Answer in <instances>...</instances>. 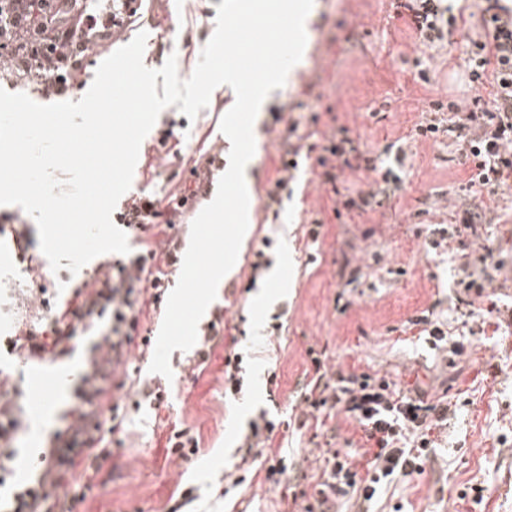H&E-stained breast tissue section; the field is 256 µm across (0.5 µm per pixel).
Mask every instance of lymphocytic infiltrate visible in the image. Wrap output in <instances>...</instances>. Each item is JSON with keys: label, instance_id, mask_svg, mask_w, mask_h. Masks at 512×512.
Instances as JSON below:
<instances>
[{"label": "lymphocytic infiltrate", "instance_id": "obj_1", "mask_svg": "<svg viewBox=\"0 0 512 512\" xmlns=\"http://www.w3.org/2000/svg\"><path fill=\"white\" fill-rule=\"evenodd\" d=\"M129 2L112 0L111 9L91 11L83 0H0V79L29 72L42 93L56 94L60 87L54 72L61 68L70 85L82 84L83 58L101 51L106 42L120 39L138 18V10L130 8ZM397 5L406 11L411 28L427 48L442 44L454 25L445 18L439 0H397ZM482 29L481 39L472 43L468 77L476 86L491 85L490 107H482L477 96L469 109L453 101L432 104L433 111L449 112V130L474 162L475 170L466 183L472 194L484 189L493 193L512 183V9L500 6L499 0H489ZM223 154V149L212 146L194 158L190 169L194 185L178 187L166 197L148 191L128 197L123 209L128 227L152 231L153 241L142 242L140 250L127 258L100 264L92 281L68 307L59 309L50 300H41L33 318L5 339L7 351L24 361H56L69 354L66 341L78 329H97L99 319L107 321L104 329H98L100 339L78 376L77 405L65 439L41 453L34 481L15 486L10 512H60L65 506L63 491L79 479L81 461L90 460L96 470L111 457L110 436L121 430L126 412L122 401L109 400L108 384L118 369L128 367L133 341H140L142 351H149L150 337L139 334L141 319L146 312L160 311L170 276L182 268L181 240L174 230L189 219L187 201L207 199L215 161ZM318 163L323 184L331 186L345 171L353 175L374 172L369 189H356L344 200L350 210L366 211L399 187L394 168L378 164L346 136L325 145ZM311 364L313 374L301 394L308 411L297 420V429L313 423L321 427L342 414L359 426L364 442L354 454L334 449L324 457L304 512H330L351 494L373 505L398 476L422 472L432 448L427 432L432 422L447 421V404H428L422 396L408 395L366 372L329 371L316 356ZM17 394L10 375L1 372L0 484L17 458L12 446L20 427L15 414ZM282 425L269 410H260L243 441L245 448H262L265 462L259 470L264 482L273 486L281 485L288 473L285 459L273 446Z\"/></svg>", "mask_w": 512, "mask_h": 512}]
</instances>
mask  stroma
<instances>
[{
  "mask_svg": "<svg viewBox=\"0 0 512 512\" xmlns=\"http://www.w3.org/2000/svg\"><path fill=\"white\" fill-rule=\"evenodd\" d=\"M222 0H169L165 11L140 19L146 31L143 62L156 69L176 56L180 78L192 74L201 50L215 30ZM391 0H314L305 22L307 42L301 61L283 88L273 90L254 122L256 149L246 169L252 205L237 261L221 280L217 302L227 303L226 328L206 367L195 371L192 351H173L169 404L142 406L130 413L111 458L93 474L85 500L68 501L69 512H283V498L312 490L319 452L345 450L346 440L361 444L362 432L335 418V433L314 436L278 432L275 442L288 457L290 472L279 487L233 486L236 467L247 456L239 446L256 409L266 403V380L276 372L277 411L300 414L308 349L324 353L330 367L386 377L402 390H421L426 400L447 398L448 422L434 428L437 448L423 473L398 479L378 504V512H512V191L470 194L465 184L472 164L454 135L415 134L432 102L470 104L467 60L472 39L482 32L486 0H448L457 23L442 46L428 49ZM431 72L416 83L418 68ZM316 104L318 123L300 126V136L322 143L337 126L366 155L391 162L394 142L407 153L395 196L374 211L333 213L329 187L321 185L316 159L302 161L293 194L280 218L264 209L265 190L277 175L288 148L286 124L273 123L275 111L294 112L298 102ZM230 86L217 87L196 119L177 106L159 114L148 140L173 126L188 148L200 134L228 145L220 130L233 106ZM456 200L478 213V233L488 236L500 260L497 289L478 298L456 284L458 258L432 249V231L454 223L455 210L435 199ZM322 221L319 241L308 230ZM272 238L271 266L259 287H249L253 252ZM9 237L0 238V338L14 335L34 309V291L18 288L27 276ZM284 313L280 335H267L272 315ZM446 324L462 345L452 357L420 338L416 317ZM93 342L73 340L71 355L47 376L31 364L0 351L25 396L18 413L25 429L17 445L29 451L51 445L62 435L71 409L73 380ZM238 349L249 364L245 394L224 396V355ZM200 434L192 460L166 458L164 443L173 427Z\"/></svg>",
  "mask_w": 512,
  "mask_h": 512,
  "instance_id": "obj_1",
  "label": "stroma"
}]
</instances>
